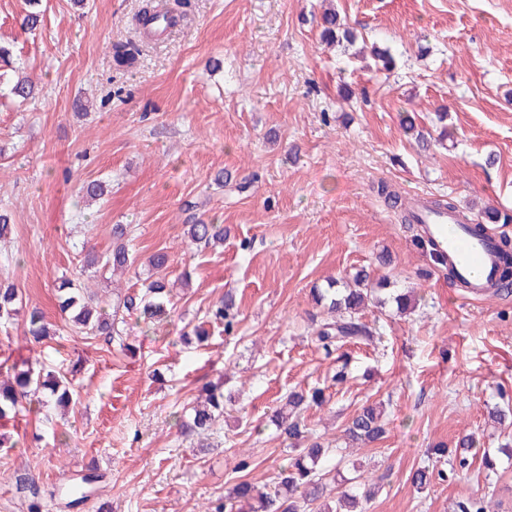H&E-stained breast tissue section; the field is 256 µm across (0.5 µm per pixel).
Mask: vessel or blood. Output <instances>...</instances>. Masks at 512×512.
Here are the masks:
<instances>
[{
    "instance_id": "1",
    "label": "vessel or blood",
    "mask_w": 512,
    "mask_h": 512,
    "mask_svg": "<svg viewBox=\"0 0 512 512\" xmlns=\"http://www.w3.org/2000/svg\"><path fill=\"white\" fill-rule=\"evenodd\" d=\"M415 203L417 214L425 222L426 234L467 278L469 295L478 299L486 297L500 266L496 238L489 234L473 235L468 227L457 223L454 215L429 212L424 197H416Z\"/></svg>"
}]
</instances>
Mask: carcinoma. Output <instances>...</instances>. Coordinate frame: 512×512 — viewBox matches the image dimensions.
Wrapping results in <instances>:
<instances>
[{"label": "carcinoma", "instance_id": "cac0c4a2", "mask_svg": "<svg viewBox=\"0 0 512 512\" xmlns=\"http://www.w3.org/2000/svg\"><path fill=\"white\" fill-rule=\"evenodd\" d=\"M321 37L326 43H334L342 38H352L353 33L345 27L340 14L329 12L322 17ZM140 52V46L133 41L113 45V56L124 65L133 64ZM33 92L34 85L25 76L17 78L9 89V95L19 105L31 97ZM404 123L405 132L414 136L423 149L432 147L430 133L416 125L409 116L404 119ZM378 190L384 195L387 204L400 213L401 222L414 231V245L429 256L434 266L446 271L449 280L456 281L453 270L448 268L447 258L435 248L432 240L421 234L417 216L409 212L401 197L384 185L379 186ZM465 221L471 233L480 236L485 232L486 225L509 224L512 216L488 204L476 215L465 218ZM186 235L189 242L197 247L221 244L224 242V225L207 224L193 218L186 225ZM128 236V225H113L112 249L103 255H85L86 265L91 267L100 263L113 272L131 269L137 263V256L129 249ZM498 250L502 263L495 286L506 293L512 289V240L506 236L501 237ZM168 263L167 253L158 251L152 254L148 266L155 271V278L144 286L141 293H127L119 298L111 314L93 302V297L73 280L63 277L57 284L58 309L73 327L108 341L117 339L119 347L128 350L130 346L122 341L118 311L136 310L148 319L166 316L170 289L164 271ZM353 283L352 288L340 289L330 282L328 287L314 290L316 303H323L338 312L336 319L321 324L316 331L315 340L327 352L333 346L340 348L346 344H366L373 339L371 329L360 319L368 293L372 292L370 273L365 269L357 271ZM20 315L24 318L25 336L29 341L40 343L55 335L51 323L40 309H24L22 298L14 285L6 280L0 281V324L11 323ZM211 316L214 321L224 325L225 334L233 333L239 311L232 292L224 294V299L211 310ZM324 400V392L320 388L294 392L288 395L284 405L274 411L272 422L278 436L292 443L306 440L308 445L280 468L273 491H265L242 479L232 487L224 502L208 507L207 512H227L236 505L247 512H365L364 503L373 497L375 490L361 482L357 475L348 479L350 488L338 487L334 496L328 493L326 476L333 470H339L344 457L333 456L334 449L324 447L317 440L310 441L306 435V427L301 420L302 412L322 404ZM36 403L65 408L76 403V399L65 374L54 371L45 373L24 360L22 366H13L12 375L0 381V422L15 419ZM222 417L224 390L219 385L207 384L200 390V401L187 409L179 419L178 427L185 436H202L213 430ZM385 434L384 409L380 404L362 407L344 430L345 440L351 443L374 444L383 439ZM451 452L453 466L448 474L442 469L437 471L427 466H420L410 472V481L416 490L428 488L437 478L454 479L464 475L475 463L486 471V477L489 478L497 474L499 455L511 456L512 448L502 447L495 455L487 448H477L475 438L466 435L457 441L456 448Z\"/></svg>", "mask_w": 512, "mask_h": 512}]
</instances>
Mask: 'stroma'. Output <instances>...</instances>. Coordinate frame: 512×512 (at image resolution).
Listing matches in <instances>:
<instances>
[{
    "mask_svg": "<svg viewBox=\"0 0 512 512\" xmlns=\"http://www.w3.org/2000/svg\"><path fill=\"white\" fill-rule=\"evenodd\" d=\"M143 3L41 0L29 30L27 0H0L10 51L0 86L19 67L38 85L21 105L0 97V209L13 223L0 277L56 330L31 345L23 321L0 326V367L37 360L66 372L78 397L72 411L34 409L7 424L24 445L0 451V512L35 502L41 512H204L239 479L273 486L292 452L270 416L314 386L326 403L303 417L332 448H345L358 408L385 407V438L345 448L380 487L366 512H459L477 494L512 512V467L495 483L474 470L421 492L409 480L425 464L449 468L434 447L467 434L512 447V426L489 418L512 398V295L468 299L377 192L384 183L405 197L512 210V0H191L187 20L148 41L135 24ZM329 7L354 43L321 42ZM127 40L142 53L120 70L112 45ZM372 42L394 69L360 56ZM406 111L444 144L420 151L400 126ZM93 180L107 189L96 202L80 193ZM192 215L224 225L223 244L187 247ZM116 224L129 225L139 263L163 250L169 281L191 275L167 320L125 315L130 353L73 327L56 302L63 275L106 300L140 290L142 275L83 261L111 248ZM382 252L393 287L418 305L404 315L369 305L362 320L382 339L348 347L351 372L336 383L335 356L313 338L328 315L312 291L374 270ZM228 290L239 305L229 336L210 317ZM197 326L208 342L184 344ZM209 381L232 400L200 448L176 419ZM242 458L249 467L235 472ZM91 465L102 476L94 496L66 508L56 489Z\"/></svg>",
    "mask_w": 512,
    "mask_h": 512,
    "instance_id": "obj_1",
    "label": "stroma"
}]
</instances>
